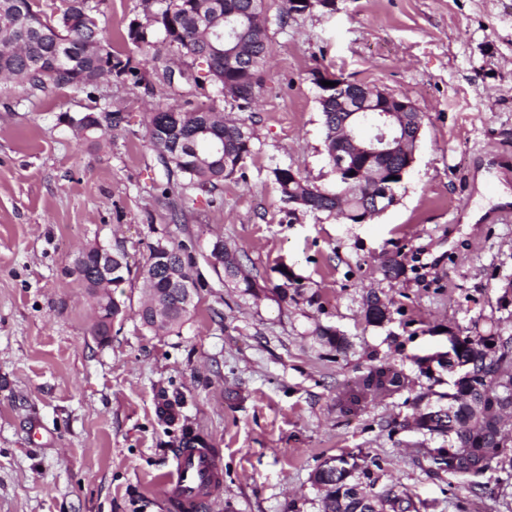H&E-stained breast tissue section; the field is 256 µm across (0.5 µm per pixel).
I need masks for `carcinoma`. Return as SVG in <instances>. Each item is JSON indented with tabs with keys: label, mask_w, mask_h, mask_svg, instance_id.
Returning a JSON list of instances; mask_svg holds the SVG:
<instances>
[{
	"label": "carcinoma",
	"mask_w": 512,
	"mask_h": 512,
	"mask_svg": "<svg viewBox=\"0 0 512 512\" xmlns=\"http://www.w3.org/2000/svg\"><path fill=\"white\" fill-rule=\"evenodd\" d=\"M221 8L205 6L203 0H167L162 10V39L152 42L129 28L128 38L133 45H145L153 49L158 57L166 51L179 57L202 56L207 47L206 30L197 25L199 10L210 14L209 22L224 25V13L235 11L246 18L250 32L243 43L245 53L259 56L252 68L254 82L244 89L245 95L237 106L246 109L254 102L256 93L263 85L262 68L271 53L266 28V16L259 0H220ZM100 19L98 0H60V5L51 14L43 12L37 0H0V79H4L32 94L46 93L64 87H93L106 73L118 76L133 71L131 59H122L112 53L109 43L100 37V24L94 28L85 26V18ZM232 69L224 63L208 67L207 79L224 92V80L232 78ZM324 127L325 158L331 160L336 150V113L322 112ZM82 124L77 127L85 140L112 129L121 121L117 112L103 110L87 112L78 117ZM208 127L207 137L223 145V152L197 161L190 144L196 132ZM148 138L168 176H180L182 181L167 183L158 189V198L171 206L174 217H183V208L177 200L184 199V191L191 189L199 194L213 197L224 180L242 169L250 157L253 133L242 122H227L221 113L211 107H198L193 111L175 108L161 109L149 115ZM408 172L396 168L380 180L381 189L388 190L385 202H394ZM272 176L281 200L288 205V215L299 207L312 213L333 214L336 200L323 192L339 193L343 197L346 220H359L362 200L369 184L362 186L346 182L336 176L335 187L327 190L309 183L303 177L295 178L290 167L277 166ZM170 255L158 258L155 245L149 246V255L139 268L138 275L148 290L147 301L160 297L168 311L167 321L153 332L167 333L180 327L190 314L183 308L186 289L201 286L194 276L196 261L182 244H167ZM207 263L219 270L235 287L250 291L258 287L256 276L243 268L241 255L228 246L220 251H211ZM74 270L87 289L94 305L103 313L121 315L124 301L114 289L126 281L131 273L126 255L121 250H110L103 246H91L73 259ZM185 269L186 282L173 283L166 276L168 267ZM365 318L369 324H380L388 317L389 307L380 297L369 292L365 302ZM498 337L497 349L485 350L481 339L465 337L464 358L475 381L483 387L485 400L499 399L501 387L499 376L502 367L512 364V338H500L501 329L493 325L487 332ZM408 386V377L403 370L390 363L370 368L356 378L339 400L342 409L350 410L367 403L373 395L392 396ZM466 388L458 389V396L450 412L430 411L421 414L420 428L444 434L448 424L458 428L456 448L462 458H467L471 448H494L498 445L497 425L501 419L497 414L478 416L465 398ZM377 478L369 466L362 465L357 458L340 455L325 460L314 472L313 483L324 492L327 512H418L413 497L407 493L395 494L383 491L372 494L369 489ZM357 488L361 494H350Z\"/></svg>",
	"instance_id": "obj_1"
}]
</instances>
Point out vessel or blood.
<instances>
[{
  "label": "vessel or blood",
  "instance_id": "1",
  "mask_svg": "<svg viewBox=\"0 0 512 512\" xmlns=\"http://www.w3.org/2000/svg\"><path fill=\"white\" fill-rule=\"evenodd\" d=\"M222 483L215 451L201 441L179 448L160 480L167 501L177 512H201L204 504L221 490Z\"/></svg>",
  "mask_w": 512,
  "mask_h": 512
}]
</instances>
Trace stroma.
Segmentation results:
<instances>
[{"mask_svg":"<svg viewBox=\"0 0 512 512\" xmlns=\"http://www.w3.org/2000/svg\"><path fill=\"white\" fill-rule=\"evenodd\" d=\"M268 0L271 57L251 107L214 85L168 84V56L146 62L127 38L164 0H103L113 51L146 62V85L109 77L93 90L31 95L0 84V512H172L156 489L185 434L219 451L224 487L204 512H324L313 471L351 454L381 466L376 491L416 495L420 512H512V465L478 476L439 470L440 436L417 429L450 376L423 357L454 329L501 318L512 277V223L468 224L458 209L495 206L480 154L512 150V0H337L280 20ZM409 97L424 116L416 162L397 203L366 224L289 215L271 174L292 166L329 187L316 73ZM109 106L124 117L99 143L66 123ZM210 106L244 121L254 151L225 180L223 204L198 196L172 223L156 201L166 172L148 144L153 108ZM244 252L252 291L204 258L216 238ZM185 242L204 286L179 329L154 334L138 310L141 280L107 342L91 334L93 303L72 271L79 249L123 250L141 266L157 240ZM395 257L397 280L381 265ZM288 268L297 301L276 290ZM391 304L366 323L368 292ZM336 329L342 348L318 336ZM403 369L410 386L346 413L338 399L372 366Z\"/></svg>","mask_w":512,"mask_h":512,"instance_id":"stroma-1","label":"stroma"}]
</instances>
